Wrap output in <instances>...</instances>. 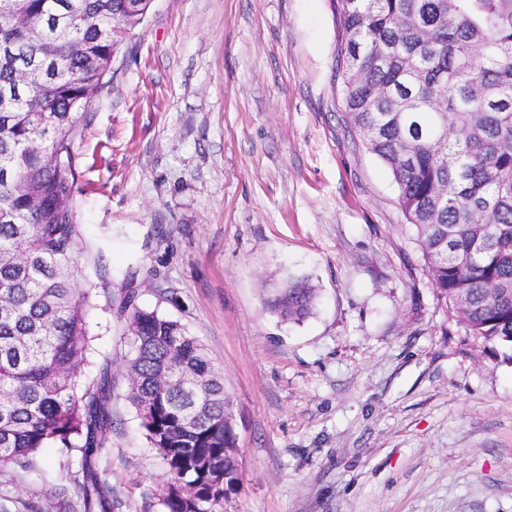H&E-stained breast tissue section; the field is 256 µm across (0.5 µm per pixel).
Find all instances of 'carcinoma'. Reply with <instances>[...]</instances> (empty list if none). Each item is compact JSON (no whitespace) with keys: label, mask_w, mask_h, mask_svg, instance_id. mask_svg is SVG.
I'll return each mask as SVG.
<instances>
[{"label":"carcinoma","mask_w":512,"mask_h":512,"mask_svg":"<svg viewBox=\"0 0 512 512\" xmlns=\"http://www.w3.org/2000/svg\"><path fill=\"white\" fill-rule=\"evenodd\" d=\"M151 0H0V469L65 451L74 512H112L99 460L112 448L111 361L88 362L92 289L72 201L78 112ZM348 114L389 169L440 305L465 333L512 349V0H338ZM37 21L39 35L25 22ZM314 289L264 301L290 321ZM126 399L167 467L164 512H219L239 469L224 465V377L177 321L133 309ZM80 455L72 469L71 454Z\"/></svg>","instance_id":"cac0c4a2"}]
</instances>
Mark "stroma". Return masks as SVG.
I'll return each instance as SVG.
<instances>
[{"instance_id":"obj_1","label":"stroma","mask_w":512,"mask_h":512,"mask_svg":"<svg viewBox=\"0 0 512 512\" xmlns=\"http://www.w3.org/2000/svg\"><path fill=\"white\" fill-rule=\"evenodd\" d=\"M336 0H152L75 143L76 285L115 379L117 512H162L167 469L125 394L132 309L200 339L242 480L223 512H512V351L441 308L398 188L345 107ZM315 286L301 322L263 301ZM61 452L0 472L42 491Z\"/></svg>"}]
</instances>
